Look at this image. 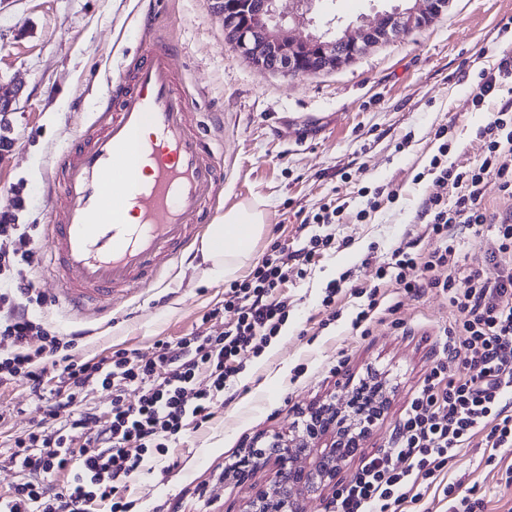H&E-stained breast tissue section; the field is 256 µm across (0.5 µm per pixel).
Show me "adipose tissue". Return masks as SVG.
I'll use <instances>...</instances> for the list:
<instances>
[{"label":"adipose tissue","instance_id":"obj_1","mask_svg":"<svg viewBox=\"0 0 512 512\" xmlns=\"http://www.w3.org/2000/svg\"><path fill=\"white\" fill-rule=\"evenodd\" d=\"M266 230L264 210L256 203H238L225 210L213 224L201 244V253L208 267L206 273L214 280H227L252 259L254 246ZM232 240L225 251H214L212 244L218 240Z\"/></svg>","mask_w":512,"mask_h":512}]
</instances>
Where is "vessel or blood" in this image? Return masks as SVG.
Here are the masks:
<instances>
[{
  "label": "vessel or blood",
  "mask_w": 512,
  "mask_h": 512,
  "mask_svg": "<svg viewBox=\"0 0 512 512\" xmlns=\"http://www.w3.org/2000/svg\"><path fill=\"white\" fill-rule=\"evenodd\" d=\"M113 83L105 127L80 155L56 160L64 207L47 234L65 299L103 315L116 294L150 287L174 263L222 190V159L193 123L169 45L149 46L135 73Z\"/></svg>",
  "instance_id": "1"
}]
</instances>
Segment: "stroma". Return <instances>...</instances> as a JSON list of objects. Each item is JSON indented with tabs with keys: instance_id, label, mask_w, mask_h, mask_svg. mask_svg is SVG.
I'll return each mask as SVG.
<instances>
[{
	"instance_id": "obj_1",
	"label": "stroma",
	"mask_w": 512,
	"mask_h": 512,
	"mask_svg": "<svg viewBox=\"0 0 512 512\" xmlns=\"http://www.w3.org/2000/svg\"><path fill=\"white\" fill-rule=\"evenodd\" d=\"M147 40L173 44L181 83L212 147L224 152L215 215L240 202L263 205L266 231L254 260L275 242L301 247L302 220L323 204L341 209L331 228L336 248L303 278H290L288 320L262 354L242 352L232 399L217 402L210 422L186 427L173 443L177 467L153 461L129 489L133 512H243L272 476L264 469L241 483L232 472L257 440L287 431L325 395L346 398L345 380L371 367L395 390L362 451L387 447L413 393L442 359L439 330L451 309L439 295L389 291L399 325L377 321L363 336L351 328L359 304L351 289L377 285L381 262L397 249L438 247L418 219L436 190L428 173L440 145L434 133L447 126L451 162L472 165L485 154L477 131L512 96V74L501 76V91L485 107L473 97L482 73L512 52V0H451L444 15L405 39L371 48L341 70L297 78L258 70L230 49L211 0H0V87H23L8 129L14 147L0 160V216L32 225L38 245L62 202L47 180L53 160L104 126L113 69L134 72ZM375 195L380 207L367 210ZM189 251L154 287L116 297L110 319L73 313L58 300L60 283L39 254L30 276L46 302L32 313L59 335L84 332L80 346L90 356L111 348L148 356L160 339L199 329L220 334L234 318L219 309L228 283L204 277L199 243ZM342 276L340 316L330 323L325 288ZM44 410L23 384L0 390V493L19 480L7 460L11 440L38 427ZM486 455L473 441L449 462L447 476L460 493L485 498V512H512V485L500 482Z\"/></svg>"
}]
</instances>
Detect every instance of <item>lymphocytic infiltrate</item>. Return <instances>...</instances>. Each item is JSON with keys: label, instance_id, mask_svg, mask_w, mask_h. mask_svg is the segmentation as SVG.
I'll use <instances>...</instances> for the list:
<instances>
[{"label": "lymphocytic infiltrate", "instance_id": "1", "mask_svg": "<svg viewBox=\"0 0 512 512\" xmlns=\"http://www.w3.org/2000/svg\"><path fill=\"white\" fill-rule=\"evenodd\" d=\"M445 134L436 130L441 144L430 163L440 192L420 212L440 245L428 253L392 252L379 268L380 286L355 288L366 302L351 326L365 329L377 315L394 314L382 304L381 287L412 295L433 290L453 309L442 331L448 356L413 394L391 447L364 456L354 479L336 489L335 512H397L404 500L421 501L418 480H437L474 438L490 448L491 463L496 452L512 448V211L492 212L485 203L491 179L512 195V100L480 128L488 141L480 163H448ZM459 224L478 235L490 231L487 270L461 273ZM0 237L11 242L0 252V389L24 384L44 401L57 429L53 440L40 429L14 440L9 460L21 479L0 494V512H131L132 480L154 455L168 454L188 421L212 417L214 403L243 371L240 352L261 354L287 322L283 286L303 277L334 243L332 235L317 233L291 252L273 244L246 278L225 289L223 307L236 318L221 335L160 339L148 357L118 349L89 358L76 338L52 334L31 313L45 298L28 275L38 252L30 225L1 216ZM202 371L212 380L205 390L193 386ZM131 387L140 392L133 405L125 401ZM90 388L111 393L108 412L80 410ZM73 429L85 436L77 448Z\"/></svg>", "mask_w": 512, "mask_h": 512}]
</instances>
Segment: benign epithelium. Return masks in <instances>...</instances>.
Segmentation results:
<instances>
[{
  "label": "benign epithelium",
  "instance_id": "benign-epithelium-1",
  "mask_svg": "<svg viewBox=\"0 0 512 512\" xmlns=\"http://www.w3.org/2000/svg\"><path fill=\"white\" fill-rule=\"evenodd\" d=\"M222 17L226 43L257 68L289 77L317 76L356 60L367 48L402 39L427 27L448 8L450 0H413L395 5L358 27L340 29L330 19L312 16L315 0H293L302 12L285 13L280 0H213ZM307 26L304 38L288 37L286 23ZM277 66H271V61ZM22 85L0 91V116H9ZM387 405L371 413L351 414L347 401L325 397L301 412L302 424L250 448L237 476L271 467L274 477L249 498L246 512H304V503L334 487L349 450L371 435Z\"/></svg>",
  "mask_w": 512,
  "mask_h": 512
}]
</instances>
